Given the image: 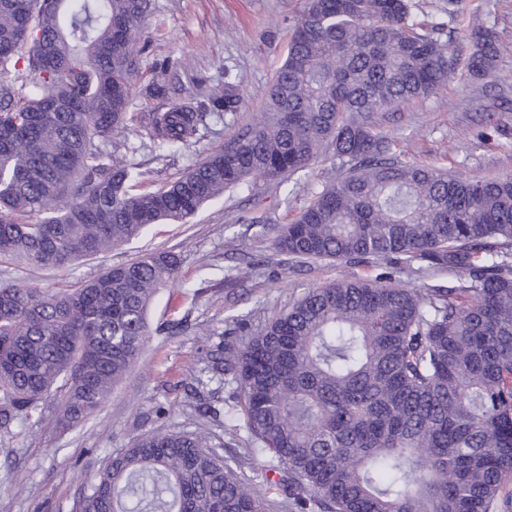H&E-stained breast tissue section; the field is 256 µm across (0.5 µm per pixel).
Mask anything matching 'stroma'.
I'll return each mask as SVG.
<instances>
[{
  "label": "stroma",
  "mask_w": 512,
  "mask_h": 512,
  "mask_svg": "<svg viewBox=\"0 0 512 512\" xmlns=\"http://www.w3.org/2000/svg\"><path fill=\"white\" fill-rule=\"evenodd\" d=\"M305 7L306 0H151L141 28L152 45L139 62L140 82L162 81L165 92H133L130 114L199 101L228 80L239 84L245 105L234 122L209 119L197 143L177 150L155 147L134 120L110 137L107 149L137 164L138 190L174 182L222 152L239 127L257 117ZM460 8V17L452 18L448 0H412L411 19L439 26L441 41L466 50L476 33L492 30L501 45L496 68L480 78L457 73L430 97L387 112L383 126L403 160L469 179L512 174V0H462ZM166 62L171 71L158 76ZM338 177L326 152L284 183L260 180L226 191L187 222L149 225L124 246L73 267L0 265V280L56 290L150 252L170 250L179 258L177 282L151 306L153 334L108 402L67 431L32 421L0 440V512H70L76 493L108 457L162 430L214 434L223 455L242 460L255 483L266 485L268 459L249 443L246 430H226L223 421L191 407L190 395L206 365V332H232L243 322L257 329L308 289L387 272L376 260L356 266L299 261L276 250L279 226L296 219ZM159 406L164 415H156Z\"/></svg>",
  "instance_id": "obj_1"
}]
</instances>
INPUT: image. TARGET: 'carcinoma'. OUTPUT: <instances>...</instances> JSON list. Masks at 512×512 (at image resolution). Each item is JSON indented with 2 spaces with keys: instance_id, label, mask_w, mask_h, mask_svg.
I'll use <instances>...</instances> for the list:
<instances>
[{
  "instance_id": "1",
  "label": "carcinoma",
  "mask_w": 512,
  "mask_h": 512,
  "mask_svg": "<svg viewBox=\"0 0 512 512\" xmlns=\"http://www.w3.org/2000/svg\"><path fill=\"white\" fill-rule=\"evenodd\" d=\"M150 0H0V263L69 268L185 221L249 180L283 181L332 147L342 170L275 239L278 252L446 272L407 288L354 277L312 288L251 334L210 344L195 399L241 422L293 512H490L512 479V176L470 180L403 161L385 112L499 57L409 22L408 0H308L263 113L167 188L102 143L125 128ZM231 81L204 100L142 112L160 148L208 114L234 115ZM170 251L51 291L0 282V438L44 418L92 416L137 362L149 305L177 278ZM205 432L157 431L109 458L72 512H270L273 501Z\"/></svg>"
}]
</instances>
